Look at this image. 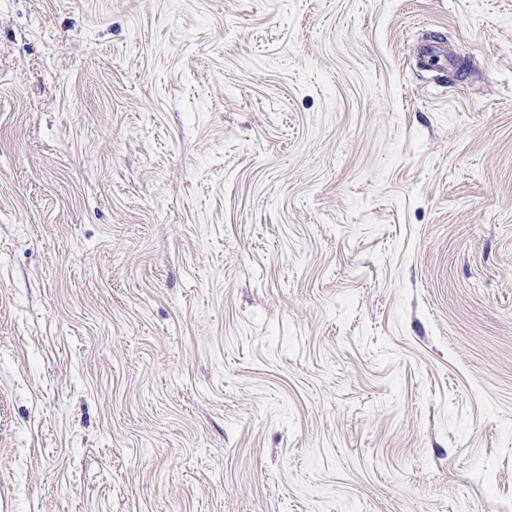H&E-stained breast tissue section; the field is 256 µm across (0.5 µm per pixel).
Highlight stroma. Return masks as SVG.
Returning a JSON list of instances; mask_svg holds the SVG:
<instances>
[{"label":"stroma","instance_id":"35a3bbf8","mask_svg":"<svg viewBox=\"0 0 512 512\" xmlns=\"http://www.w3.org/2000/svg\"><path fill=\"white\" fill-rule=\"evenodd\" d=\"M0 512H512V0H0Z\"/></svg>","mask_w":512,"mask_h":512}]
</instances>
